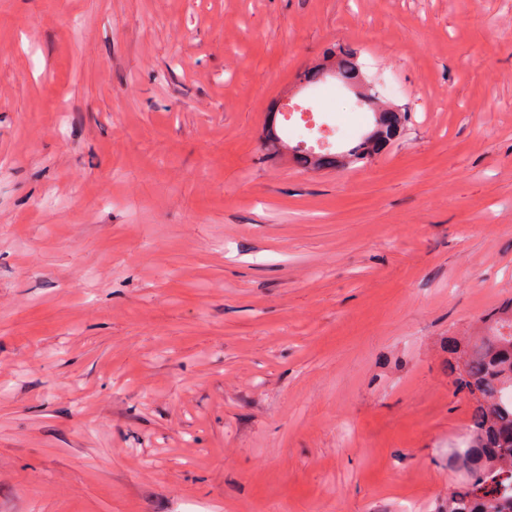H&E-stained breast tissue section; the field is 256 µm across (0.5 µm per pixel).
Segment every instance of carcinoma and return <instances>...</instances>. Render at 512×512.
Wrapping results in <instances>:
<instances>
[{"mask_svg": "<svg viewBox=\"0 0 512 512\" xmlns=\"http://www.w3.org/2000/svg\"><path fill=\"white\" fill-rule=\"evenodd\" d=\"M328 77L356 90L373 115L371 125L343 150L305 152L284 138L274 101L260 133L270 157H288L308 170L361 167L404 131L408 113L366 86L357 51L342 47L327 52L299 83L305 88ZM483 325V335L453 341L452 384L474 405L465 447L448 449V466L460 471L462 479L433 512H512V304L489 312Z\"/></svg>", "mask_w": 512, "mask_h": 512, "instance_id": "cac0c4a2", "label": "carcinoma"}]
</instances>
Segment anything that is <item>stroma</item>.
<instances>
[{"label":"stroma","instance_id":"obj_1","mask_svg":"<svg viewBox=\"0 0 512 512\" xmlns=\"http://www.w3.org/2000/svg\"><path fill=\"white\" fill-rule=\"evenodd\" d=\"M361 50L401 138L269 159ZM512 301V0H0V512H419ZM328 77L335 78L344 86L356 90L361 105L372 112L373 121L353 144L336 152H305L290 144L276 120L277 105L272 102L268 119L260 133V140L271 158L287 157L308 170L324 168L361 167L372 161L404 131L408 113L395 104L376 96L366 86V77L358 61V52L350 48H339L326 53L303 77L299 79L301 91Z\"/></svg>","mask_w":512,"mask_h":512}]
</instances>
